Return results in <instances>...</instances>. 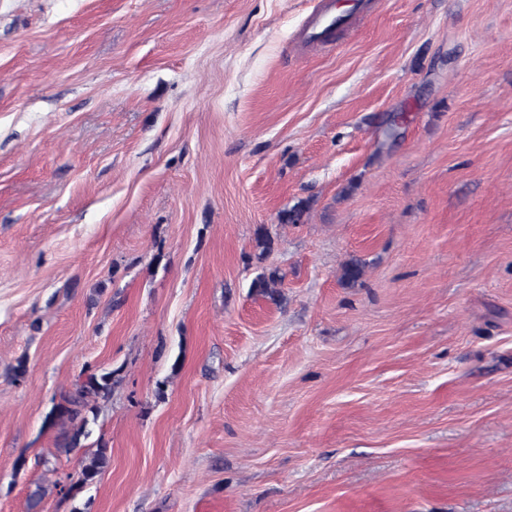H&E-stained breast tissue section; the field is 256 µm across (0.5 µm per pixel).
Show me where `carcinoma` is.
I'll list each match as a JSON object with an SVG mask.
<instances>
[{"label":"carcinoma","mask_w":512,"mask_h":512,"mask_svg":"<svg viewBox=\"0 0 512 512\" xmlns=\"http://www.w3.org/2000/svg\"><path fill=\"white\" fill-rule=\"evenodd\" d=\"M365 274V264L356 258L346 261L341 266L339 281L346 287L356 285ZM282 277L276 269H268L259 274L253 281L252 287L269 298L275 299L280 295ZM116 383L115 372L91 371L80 377L73 384L71 391L61 395V401L55 404L50 419L54 423H71L75 425L73 434L64 444L62 451L70 453L80 446V441L91 435L88 429V414L94 413V402L98 398H106L112 392ZM109 460L108 448L104 445L84 458L79 472L78 484L91 485L103 472Z\"/></svg>","instance_id":"carcinoma-1"}]
</instances>
